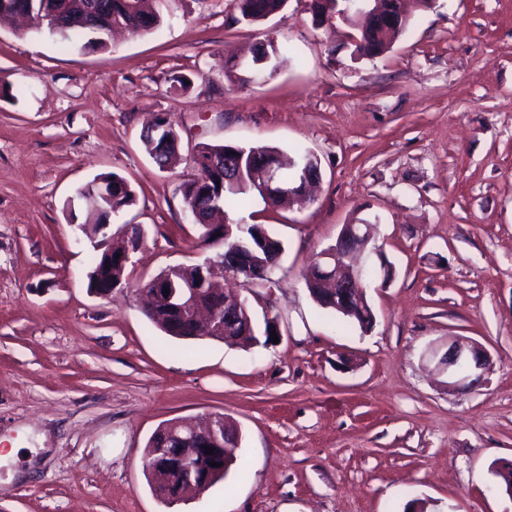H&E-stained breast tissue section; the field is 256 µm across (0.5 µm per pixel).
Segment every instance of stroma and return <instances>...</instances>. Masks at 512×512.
I'll return each mask as SVG.
<instances>
[{
	"label": "stroma",
	"instance_id": "1",
	"mask_svg": "<svg viewBox=\"0 0 512 512\" xmlns=\"http://www.w3.org/2000/svg\"><path fill=\"white\" fill-rule=\"evenodd\" d=\"M309 4L245 25L232 0H168L157 31L106 50L0 25V449L16 451L0 512H512L495 476L512 465V0H434L371 59ZM268 41L287 55L273 78L225 76V53ZM157 115L185 157L232 142L319 158L310 204L254 196L233 213L284 246L270 303H252L278 343L175 339L144 316L140 281L197 242L189 166L160 171L141 141ZM112 172L145 242L105 299L68 201ZM372 220L393 275L366 289L373 328L344 332L303 273L342 225ZM459 338L490 357L481 384H448ZM214 412L240 429L247 475L162 502L149 437Z\"/></svg>",
	"mask_w": 512,
	"mask_h": 512
}]
</instances>
